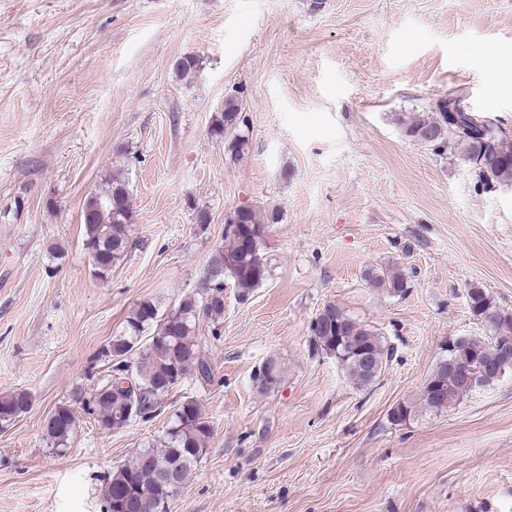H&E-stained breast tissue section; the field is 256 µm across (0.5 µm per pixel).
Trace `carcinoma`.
<instances>
[{"instance_id":"cac0c4a2","label":"carcinoma","mask_w":512,"mask_h":512,"mask_svg":"<svg viewBox=\"0 0 512 512\" xmlns=\"http://www.w3.org/2000/svg\"><path fill=\"white\" fill-rule=\"evenodd\" d=\"M448 104L434 103L430 112L402 120L405 136L436 154L448 147L478 170L486 185L512 183V138L501 134V128L489 119L470 112L459 113L455 123L448 119ZM247 126L242 103L229 97L224 111L216 116L210 134L224 141L232 153L243 145L241 128ZM130 194L121 176L112 177L108 191L87 198L83 207L84 245L89 252L93 273L106 278L112 268L127 255L131 247ZM266 225L248 207H240L226 219L224 248L211 258L203 288L182 295L172 307L160 312L151 301L138 304L125 320L124 333L112 337L105 356L112 370L133 374L136 388L116 385V380H101L96 386L77 389L83 396V411L93 416L99 430L110 433L137 421L150 422L164 413L166 400L174 386L192 377L200 385L214 380V364L206 346L219 339L224 320V282H233L239 300H248L270 276V269L261 252ZM364 280L391 296H402L409 283L397 267L386 270L368 268ZM472 314L490 325V335L468 337L462 343L445 347L446 355L436 364L429 379L443 386L438 397L424 386L418 402L398 404L390 414L396 424H403L420 412L441 413L479 386L497 381L482 372L483 353L493 343L512 345V313L499 310L486 291L472 287L468 292ZM209 335H199L201 327ZM310 344L315 352H333L351 383L359 388L371 385L370 375L359 353L365 352L383 367L391 358L385 340L367 325L350 319L339 307L328 304L312 320ZM461 356L473 377L466 385L445 371L448 359ZM281 382V368L268 360L255 376V384L263 392L274 390ZM30 405L25 391L0 397V423L8 424L17 412ZM77 415L70 404L54 410V418L45 425L47 443L57 453L70 447L76 429ZM213 428L195 399L174 405L164 434L156 446L140 451L133 460L118 466L104 478L103 512H168L169 502L179 489L158 483L156 469L174 466L179 469V483L185 485L193 467L200 461L212 436Z\"/></svg>"}]
</instances>
